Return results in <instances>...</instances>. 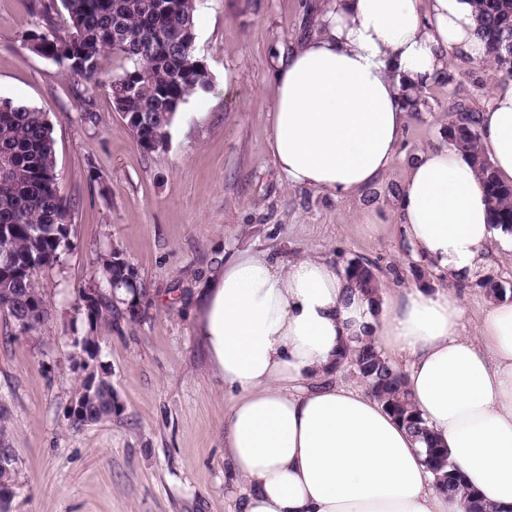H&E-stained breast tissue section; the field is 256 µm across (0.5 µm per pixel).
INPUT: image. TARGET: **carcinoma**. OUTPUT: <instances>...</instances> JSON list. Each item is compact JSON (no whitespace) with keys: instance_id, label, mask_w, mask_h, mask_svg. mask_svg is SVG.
Wrapping results in <instances>:
<instances>
[{"instance_id":"obj_1","label":"carcinoma","mask_w":512,"mask_h":512,"mask_svg":"<svg viewBox=\"0 0 512 512\" xmlns=\"http://www.w3.org/2000/svg\"><path fill=\"white\" fill-rule=\"evenodd\" d=\"M68 30L60 32L41 0H32L31 31L40 42L39 54L59 67L89 81L97 79L103 59L120 61L108 84L117 110L137 146L145 153L151 145L170 140V129L181 106L210 79L197 64L190 33L195 31V0H61ZM477 34L487 59L503 76L512 78V0H472ZM477 105L458 99L455 119L448 124V146L465 151L477 170L490 208L492 223L512 230V185L503 184L480 144L479 108L488 97L475 95ZM51 123L35 107L11 99L0 100V155L9 159L0 176V253L12 257L0 266V313L32 327L47 320L36 273L58 263L69 248L73 204L59 193L58 174L51 154ZM107 285L125 290L121 304L135 306L145 296L136 267L120 252L100 258ZM349 280L366 289L378 287L374 264L348 262ZM88 315L104 320L112 314V298L104 291L81 296ZM371 393L424 445V463L442 491L468 498L469 512H494L479 492L467 485L450 461L448 449L434 439L411 403L402 377L371 342H361L345 356ZM112 415L110 387L103 386L99 403L87 406L85 419L95 422Z\"/></svg>"}]
</instances>
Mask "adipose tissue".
<instances>
[{"label": "adipose tissue", "mask_w": 512, "mask_h": 512, "mask_svg": "<svg viewBox=\"0 0 512 512\" xmlns=\"http://www.w3.org/2000/svg\"><path fill=\"white\" fill-rule=\"evenodd\" d=\"M475 29L470 0H329L319 33L272 57L283 180L339 199L374 183L396 158L407 97L450 59L484 60ZM480 138L512 182L511 79L493 81ZM396 221L439 289L372 293L322 257L248 250L204 288L197 334L234 395L224 466L243 484L237 512H468L370 390L337 382L358 338L401 363L468 485L512 512V302L489 303L472 335L454 289L487 276L512 232L492 224L477 172L445 147L410 160Z\"/></svg>", "instance_id": "adipose-tissue-1"}]
</instances>
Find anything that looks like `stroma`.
Here are the masks:
<instances>
[{
  "mask_svg": "<svg viewBox=\"0 0 512 512\" xmlns=\"http://www.w3.org/2000/svg\"><path fill=\"white\" fill-rule=\"evenodd\" d=\"M324 3L196 0L195 55L211 86L182 105L168 149L146 154L106 88L29 48L28 0H0V99L48 116L59 191L74 206L68 251L37 274L45 325L23 333L0 315V426L19 484L10 512H234L237 485L224 471L233 397L196 334L198 296L225 259L247 249L341 266L367 259L385 288L431 285L402 242L398 192L410 158L444 145L456 96L496 73L450 60V82L425 89L395 161L355 197L289 187L270 148V59L314 32ZM364 206L382 218L371 234ZM112 249L137 267L146 296L137 318L117 309L100 326L80 296L101 281L99 255ZM83 336L100 341L85 368L71 359ZM100 378L112 386L111 416L73 425L76 389Z\"/></svg>",
  "mask_w": 512,
  "mask_h": 512,
  "instance_id": "obj_1",
  "label": "stroma"
}]
</instances>
